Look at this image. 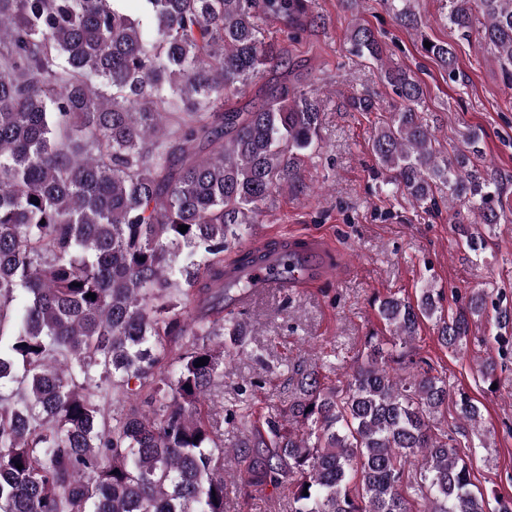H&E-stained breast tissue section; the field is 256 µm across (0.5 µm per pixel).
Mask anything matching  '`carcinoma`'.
<instances>
[{
  "label": "carcinoma",
  "instance_id": "obj_1",
  "mask_svg": "<svg viewBox=\"0 0 512 512\" xmlns=\"http://www.w3.org/2000/svg\"><path fill=\"white\" fill-rule=\"evenodd\" d=\"M125 2L0 0V338L11 337L0 349V512H224V434L204 405L248 333L242 314L216 308L229 292L224 252L316 149L309 92L283 83L258 108L229 104L286 67L258 18L291 19L301 0H140L150 28ZM448 4L450 27L493 46L512 84V0ZM389 7L420 29L406 0ZM349 39L383 61L369 28ZM422 51L457 78L454 45ZM383 77L398 101L371 151L387 184L426 209L446 191L500 223L501 188L478 177L479 133L440 157L419 81L400 66ZM458 231L480 255L483 238ZM297 247L273 244L278 275L298 269ZM490 308L512 323L479 291L439 317L441 344L462 352L470 320ZM439 309L431 288L414 303L386 297L377 312L391 336L366 337L344 383L300 374L288 411L262 426L226 410L248 427L233 446L247 484L288 485L289 512H487L455 444L432 431L448 381L407 351ZM499 342L480 365L489 381L512 354V337ZM114 394L132 404L108 412ZM455 406L481 421L467 393Z\"/></svg>",
  "mask_w": 512,
  "mask_h": 512
}]
</instances>
